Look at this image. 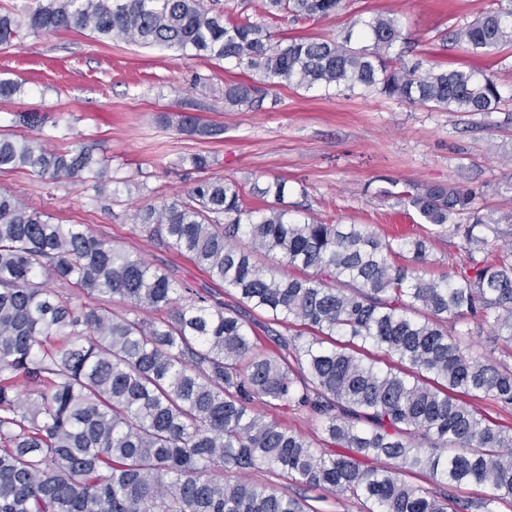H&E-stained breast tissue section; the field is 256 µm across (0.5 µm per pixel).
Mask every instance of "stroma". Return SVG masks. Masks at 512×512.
Instances as JSON below:
<instances>
[{
	"label": "stroma",
	"mask_w": 512,
	"mask_h": 512,
	"mask_svg": "<svg viewBox=\"0 0 512 512\" xmlns=\"http://www.w3.org/2000/svg\"><path fill=\"white\" fill-rule=\"evenodd\" d=\"M225 20L265 23L273 41L289 37L342 38L354 23L377 12L396 17L406 38V61L424 68L474 66L490 72L503 96L493 112H449L381 95L347 90L304 91L271 84L262 108L225 105L224 85L256 81L254 71L206 57L184 58L164 47L116 39L96 40L89 31L23 34L0 46V77L24 81L25 94L0 99V132L14 129L15 112L37 111L71 128L73 140L95 144L97 153L125 181L118 201L93 199L77 180L40 179L26 170L0 172V190L25 206L65 224L88 225L120 248L140 253L175 286L214 296L240 309L238 294L212 282L185 255L131 220L133 212L170 202L197 182L224 178L246 190L249 208L262 200L253 183L287 179L285 203L292 217L331 224H364L381 238L388 225H405V238H423L425 278L459 276L473 261L460 236L423 223L397 192L431 184L480 186L475 206L500 217L498 245L512 244V47L485 55L467 53L448 36L489 9L492 0H342L325 20L265 18L261 0H218ZM193 105L220 135L191 136L163 123V116ZM209 167L195 169L193 155ZM249 478L267 487L303 494L318 512H365L349 496L316 498L313 490L287 484L263 469Z\"/></svg>",
	"instance_id": "obj_1"
}]
</instances>
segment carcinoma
Wrapping results in <instances>:
<instances>
[{"mask_svg": "<svg viewBox=\"0 0 512 512\" xmlns=\"http://www.w3.org/2000/svg\"><path fill=\"white\" fill-rule=\"evenodd\" d=\"M341 0H263L264 13L326 19ZM343 41L291 37L272 43L246 17L224 22L201 0H35L0 10V44L25 32L88 30L101 40L173 48L224 60L262 80L302 89H358L450 112H488L502 102L492 76L475 68L420 71L389 57L402 29L388 16L356 23ZM472 54L512 45V4L451 33ZM25 93L0 79V99ZM256 84L224 85V103L263 106ZM32 135L0 133V172L77 178L93 198L112 200L125 181L92 144L68 148L67 129L38 112L14 113ZM180 131L217 134L179 115ZM480 187L436 184L401 191L425 224H456L468 254L483 252L500 219L473 207ZM267 202L255 214L244 191L222 178L149 206L133 221L189 257L208 277L277 325L308 330L278 338L288 359L265 352L251 323L122 250L82 224L28 210L0 190V512H317L307 499L226 472L265 468L308 489L349 495L366 512H497L512 504V427L474 405L512 408V365L482 362L473 322L512 349V251L473 265L474 274L435 281L420 274L427 242L393 244L363 224L298 222L284 205L288 180L252 188ZM273 201H268V198ZM278 255L294 274L260 257ZM406 257V263L395 262ZM56 279L71 292L47 285ZM118 297L145 320L78 302ZM344 340H339V337ZM329 346H324V343ZM383 351V370L356 348ZM262 402L316 415L336 450L255 409ZM488 483L493 493L457 500L405 481Z\"/></svg>", "mask_w": 512, "mask_h": 512, "instance_id": "1", "label": "carcinoma"}]
</instances>
